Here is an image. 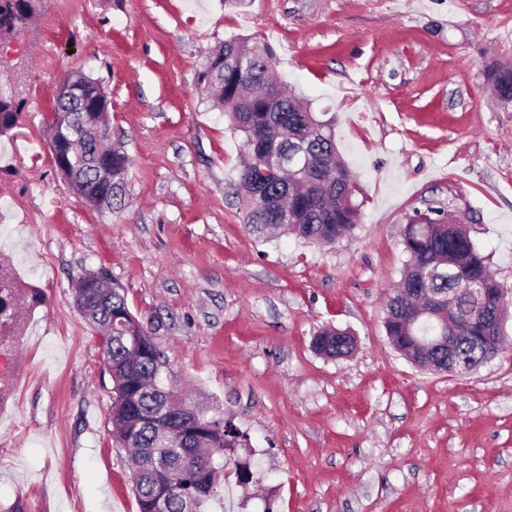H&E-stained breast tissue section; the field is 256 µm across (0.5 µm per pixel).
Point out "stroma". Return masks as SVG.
<instances>
[{
	"label": "stroma",
	"instance_id": "1",
	"mask_svg": "<svg viewBox=\"0 0 512 512\" xmlns=\"http://www.w3.org/2000/svg\"><path fill=\"white\" fill-rule=\"evenodd\" d=\"M268 44L278 80L336 121L363 218L352 240H269L245 222L244 158L198 72ZM26 100L0 135V255L40 295L0 347V512H138L113 447L112 381L72 283L103 272L166 352L174 383L248 435L209 512H512V320L461 376L391 346L384 298L414 210L466 225L512 303V0H38L19 40ZM109 96L128 202L89 207L46 132L59 80ZM356 333L348 359L310 347ZM354 336V337H353ZM357 339L350 329L324 327L312 338L314 352L327 359H344L356 349Z\"/></svg>",
	"mask_w": 512,
	"mask_h": 512
}]
</instances>
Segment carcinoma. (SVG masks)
<instances>
[{"mask_svg": "<svg viewBox=\"0 0 512 512\" xmlns=\"http://www.w3.org/2000/svg\"><path fill=\"white\" fill-rule=\"evenodd\" d=\"M15 0H0V32L29 20ZM274 58L265 45L237 38L212 49L198 73L231 129L242 136L248 160L238 174V194L247 223L256 231L274 228L308 243L330 246L351 237L363 214L355 201L352 174L336 151L335 122L311 110L307 101L273 81ZM50 111V144L58 146L56 170L91 207L112 196L115 213L126 206L129 158L118 147L76 141L83 124L109 122L108 96L101 82L79 72L64 78ZM24 99L0 103V134L12 130ZM112 155V185L96 181L91 154ZM406 259L398 287L386 297L385 327L401 355L420 367H448V353L434 347L440 336H456L455 358L471 372L500 355L475 318L476 309H497L503 285L469 231L442 208L414 212L405 225ZM21 284L0 270V343L20 316ZM75 304L93 329L112 379L109 420L112 440L132 451L133 491L139 512H204L224 479L225 452L244 446L245 437L224 419V409L175 395L168 381L169 358L130 310L124 289L103 273H87L73 288ZM349 329L324 327L312 338L314 352L344 359L356 349Z\"/></svg>", "mask_w": 512, "mask_h": 512, "instance_id": "cac0c4a2", "label": "carcinoma"}]
</instances>
